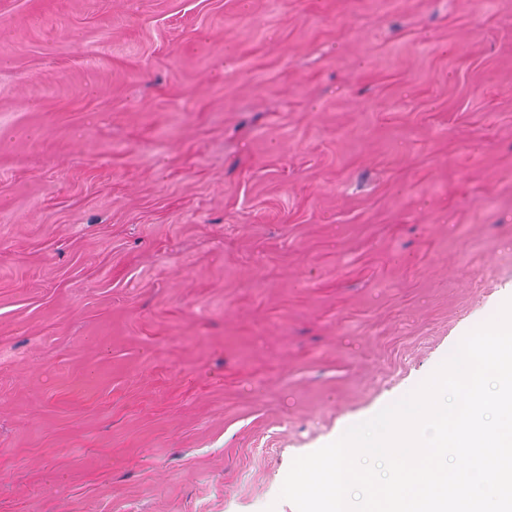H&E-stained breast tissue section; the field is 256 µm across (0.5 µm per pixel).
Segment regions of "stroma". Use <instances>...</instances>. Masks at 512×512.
Returning a JSON list of instances; mask_svg holds the SVG:
<instances>
[{"mask_svg": "<svg viewBox=\"0 0 512 512\" xmlns=\"http://www.w3.org/2000/svg\"><path fill=\"white\" fill-rule=\"evenodd\" d=\"M510 298L512 0H0V512H296Z\"/></svg>", "mask_w": 512, "mask_h": 512, "instance_id": "1", "label": "stroma"}]
</instances>
